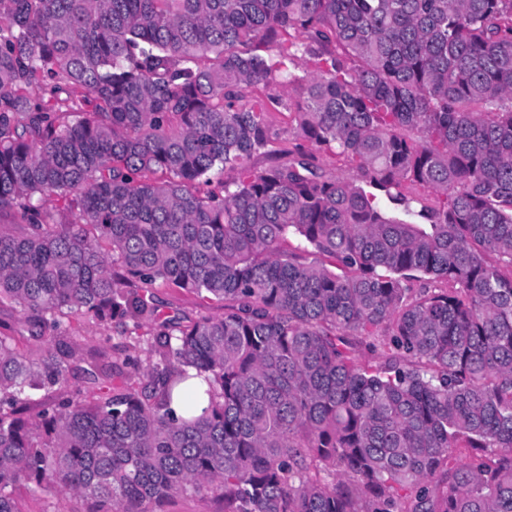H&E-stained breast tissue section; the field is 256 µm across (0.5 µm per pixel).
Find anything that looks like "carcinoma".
<instances>
[{
	"label": "carcinoma",
	"instance_id": "cac0c4a2",
	"mask_svg": "<svg viewBox=\"0 0 512 512\" xmlns=\"http://www.w3.org/2000/svg\"><path fill=\"white\" fill-rule=\"evenodd\" d=\"M260 86L303 143L251 170ZM2 217L0 302L49 348L0 333V512L23 482L90 512H512V0H0ZM159 288L224 313L162 320ZM78 322L120 341L81 366ZM316 162L321 165L328 173L336 176H348L357 181H362L363 177L357 172L355 166L349 165L343 160H336L329 155L313 150ZM166 512H222V504L210 493L180 494L169 499L165 505Z\"/></svg>",
	"mask_w": 512,
	"mask_h": 512
}]
</instances>
